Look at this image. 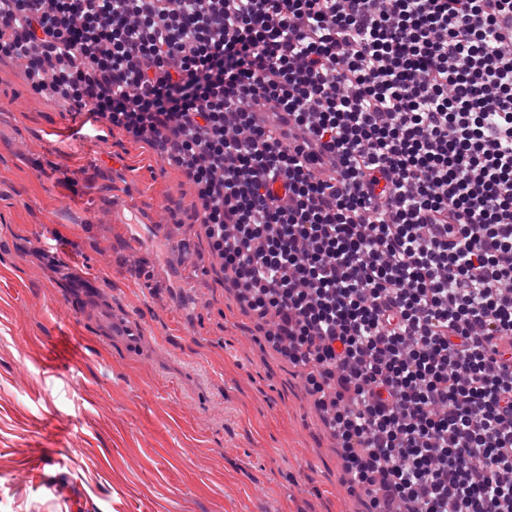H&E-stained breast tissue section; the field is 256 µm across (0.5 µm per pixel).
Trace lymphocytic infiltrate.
Masks as SVG:
<instances>
[{
    "label": "lymphocytic infiltrate",
    "instance_id": "f902f5d3",
    "mask_svg": "<svg viewBox=\"0 0 512 512\" xmlns=\"http://www.w3.org/2000/svg\"><path fill=\"white\" fill-rule=\"evenodd\" d=\"M163 151L369 512H512V0H0Z\"/></svg>",
    "mask_w": 512,
    "mask_h": 512
}]
</instances>
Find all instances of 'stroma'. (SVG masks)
Wrapping results in <instances>:
<instances>
[{
    "label": "stroma",
    "instance_id": "stroma-1",
    "mask_svg": "<svg viewBox=\"0 0 512 512\" xmlns=\"http://www.w3.org/2000/svg\"><path fill=\"white\" fill-rule=\"evenodd\" d=\"M87 119L0 60V512H364L181 170ZM125 200L165 218L154 248Z\"/></svg>",
    "mask_w": 512,
    "mask_h": 512
}]
</instances>
